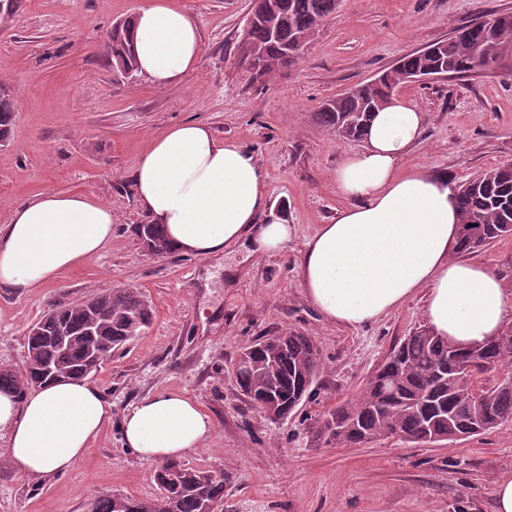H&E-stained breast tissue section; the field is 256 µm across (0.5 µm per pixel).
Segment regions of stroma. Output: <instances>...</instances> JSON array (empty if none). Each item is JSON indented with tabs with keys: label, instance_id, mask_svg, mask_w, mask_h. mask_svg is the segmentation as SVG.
Masks as SVG:
<instances>
[{
	"label": "stroma",
	"instance_id": "1",
	"mask_svg": "<svg viewBox=\"0 0 512 512\" xmlns=\"http://www.w3.org/2000/svg\"><path fill=\"white\" fill-rule=\"evenodd\" d=\"M147 2L17 0L14 13L0 15V83L15 96L0 145V225L46 190L91 193L112 208V238L98 256L35 291L0 290V367L22 369L28 328L52 305L136 288L154 309L143 335L90 378L112 419L86 458L45 481L0 459V512H87L94 496L112 492L153 497L156 465L129 453L120 423L139 400L168 391L196 401L214 423L185 461L223 473V512H494L492 489L512 472V421L429 445L316 439L314 420L355 401L392 347L427 323L420 294L356 329L332 323L308 300L301 265L308 238L344 205L338 165L361 147L315 121L322 103L457 28L512 15V0H344L301 57L267 77L243 55L252 0H167L193 18L203 50L165 89L122 77L105 60L113 24ZM399 94L426 114L407 165L459 184L512 164V47L470 76L409 82ZM182 122L255 155L271 207L296 228L286 250L258 255L239 244L205 260L143 249L133 227L148 218L129 176L152 139ZM288 331L311 336L323 365L314 400L275 423L246 402L232 370L257 337Z\"/></svg>",
	"mask_w": 512,
	"mask_h": 512
}]
</instances>
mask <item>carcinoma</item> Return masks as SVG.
<instances>
[{"mask_svg":"<svg viewBox=\"0 0 512 512\" xmlns=\"http://www.w3.org/2000/svg\"><path fill=\"white\" fill-rule=\"evenodd\" d=\"M272 16L256 9L244 37L251 66L260 76L296 61L313 40L318 26L339 8L341 0H269ZM134 18L112 26L107 62L125 76L137 72L130 39ZM512 44V16L472 23L424 51L401 57L376 80L354 86L326 101L316 121L349 139H362L372 112L390 92L405 83L406 75L436 71L464 77L498 62ZM14 120L12 89L0 84V142L8 140ZM460 224L456 252L471 253L512 236V166L483 170L455 186ZM134 234L146 247L171 252L158 224H139ZM153 307L138 289L106 290L94 297L52 306L28 334L21 371L0 368V390L18 394L54 379L85 378L98 353L112 355L149 326ZM470 363L466 349L423 329L394 345L377 375L367 382L360 398L316 420L315 438L341 446L364 445L395 431L410 443L426 435H452L477 424L487 432L512 421V376L472 392L463 376ZM320 352L309 336L298 333L257 341L238 360L234 370L239 391L256 404L271 394L293 411L311 394L321 369ZM512 366V330L483 345L474 375ZM153 480L159 494L134 499L124 494L98 495L89 512H215L224 501V478L211 470L172 459L158 466Z\"/></svg>","mask_w":512,"mask_h":512,"instance_id":"obj_1","label":"carcinoma"}]
</instances>
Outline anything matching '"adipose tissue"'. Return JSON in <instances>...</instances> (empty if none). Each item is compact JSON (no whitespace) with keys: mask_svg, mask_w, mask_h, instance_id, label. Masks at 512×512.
<instances>
[{"mask_svg":"<svg viewBox=\"0 0 512 512\" xmlns=\"http://www.w3.org/2000/svg\"><path fill=\"white\" fill-rule=\"evenodd\" d=\"M139 72L156 87L179 83L202 55L195 22L165 0H148L132 32ZM425 114L403 97L371 114L364 145L336 170L347 204L305 244L302 285L328 320L358 328L425 292L424 316L436 336L461 347L500 336L512 295L487 267L454 259L459 212L447 173L404 161ZM134 191L172 250L216 258L247 242L280 252L296 229L269 206L266 175L237 142L185 122L153 139L133 168ZM112 236L111 207L91 194L46 191L14 206L0 226V289L30 291L97 256ZM112 419L102 392L62 378L17 394L0 391L5 460L31 480L65 473L91 450ZM125 448L163 462L202 447L214 431L193 400L164 392L134 404L121 423Z\"/></svg>","mask_w":512,"mask_h":512,"instance_id":"obj_1","label":"adipose tissue"}]
</instances>
